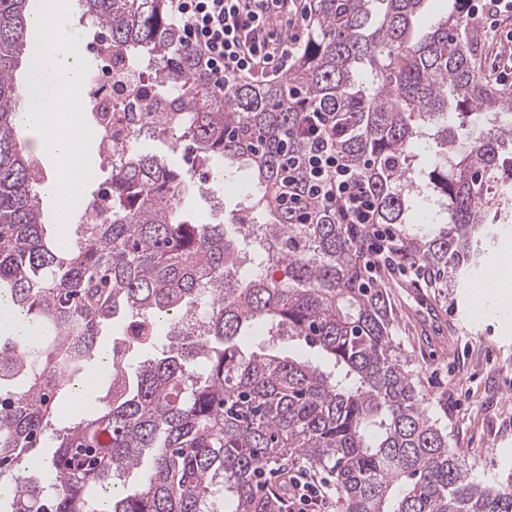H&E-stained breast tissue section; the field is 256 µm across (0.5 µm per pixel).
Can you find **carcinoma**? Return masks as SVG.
I'll list each match as a JSON object with an SVG mask.
<instances>
[{
  "label": "carcinoma",
  "instance_id": "cac0c4a2",
  "mask_svg": "<svg viewBox=\"0 0 512 512\" xmlns=\"http://www.w3.org/2000/svg\"><path fill=\"white\" fill-rule=\"evenodd\" d=\"M26 2L0 0V512H283L260 475L292 458L334 477L343 512H512V488L472 479L431 415L385 288L363 274L361 234L304 169L311 113L327 112L377 223L464 285L490 235L488 181L512 162V88L476 66V22L453 9L414 40L425 0H311L288 76L229 78L217 94L169 0H80L112 49L147 56L159 94L178 96L155 117L171 151L250 171L232 217L256 225L246 268L238 237L196 223L182 174L131 143L112 211L66 246L47 236L17 120ZM417 207L427 233L408 221ZM290 339L318 356L283 354Z\"/></svg>",
  "mask_w": 512,
  "mask_h": 512
}]
</instances>
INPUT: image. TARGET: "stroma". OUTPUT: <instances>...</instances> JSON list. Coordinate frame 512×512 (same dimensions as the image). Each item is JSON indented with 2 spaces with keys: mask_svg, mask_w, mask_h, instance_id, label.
<instances>
[{
  "mask_svg": "<svg viewBox=\"0 0 512 512\" xmlns=\"http://www.w3.org/2000/svg\"><path fill=\"white\" fill-rule=\"evenodd\" d=\"M247 170L225 176L217 192L198 197L194 219L223 223L235 235L231 216L240 208ZM497 218L488 259L512 241V179L494 185ZM393 316L392 334L411 359L432 414L448 419V439L476 479L512 486V330L465 317L473 296L399 272L384 276Z\"/></svg>",
  "mask_w": 512,
  "mask_h": 512,
  "instance_id": "1",
  "label": "stroma"
}]
</instances>
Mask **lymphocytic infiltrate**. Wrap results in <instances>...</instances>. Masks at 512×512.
<instances>
[{"label":"lymphocytic infiltrate","mask_w":512,"mask_h":512,"mask_svg":"<svg viewBox=\"0 0 512 512\" xmlns=\"http://www.w3.org/2000/svg\"><path fill=\"white\" fill-rule=\"evenodd\" d=\"M170 0L183 44L195 49L209 71L216 91L228 77L252 78L288 71L303 47L306 0ZM309 175L321 198L335 205L342 223L365 230L369 271L390 272L399 250L389 230L377 224L372 196L360 187L359 176L344 170L332 147L313 152ZM288 512H333L327 484L304 471L287 474Z\"/></svg>","instance_id":"1"}]
</instances>
